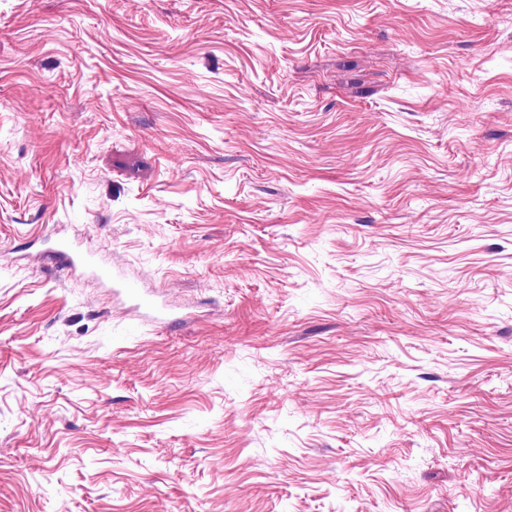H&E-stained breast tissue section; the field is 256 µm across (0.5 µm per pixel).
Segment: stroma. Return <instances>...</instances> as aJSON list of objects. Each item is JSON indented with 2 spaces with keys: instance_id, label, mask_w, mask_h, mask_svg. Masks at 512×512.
<instances>
[{
  "instance_id": "35a3bbf8",
  "label": "stroma",
  "mask_w": 512,
  "mask_h": 512,
  "mask_svg": "<svg viewBox=\"0 0 512 512\" xmlns=\"http://www.w3.org/2000/svg\"><path fill=\"white\" fill-rule=\"evenodd\" d=\"M0 512H512V0H0Z\"/></svg>"
}]
</instances>
